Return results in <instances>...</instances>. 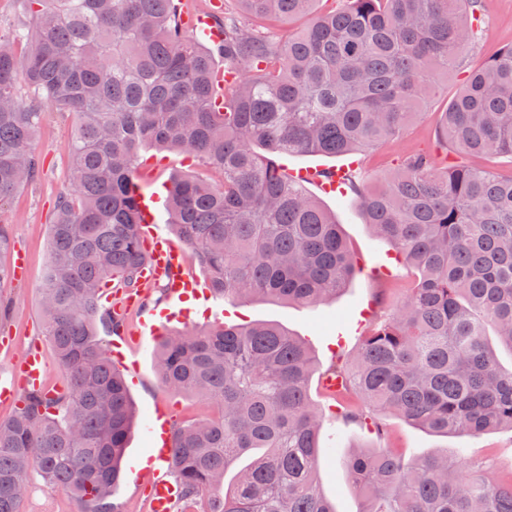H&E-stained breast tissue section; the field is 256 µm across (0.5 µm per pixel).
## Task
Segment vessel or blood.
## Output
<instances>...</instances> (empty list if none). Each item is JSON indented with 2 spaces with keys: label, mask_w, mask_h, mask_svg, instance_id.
Masks as SVG:
<instances>
[{
  "label": "vessel or blood",
  "mask_w": 512,
  "mask_h": 512,
  "mask_svg": "<svg viewBox=\"0 0 512 512\" xmlns=\"http://www.w3.org/2000/svg\"><path fill=\"white\" fill-rule=\"evenodd\" d=\"M181 23L188 29L198 32L213 46H221L223 36L214 25L212 19L203 17L182 16ZM355 165H344L336 169L306 168L297 170L295 177L303 184H311L323 192L336 191L340 182L353 178ZM148 226L143 233L144 247L148 253L147 263L142 271L144 286L138 291L117 288L105 297V302L115 321H124L129 310H137L140 314V328L133 335L124 337V346L142 345L146 336L159 335L163 321L169 318L168 309L160 308L154 299L151 287L164 283L167 301H183L190 294L196 293L197 281L183 276L180 272L179 251L169 240L158 237L150 226L155 222L151 210L143 212ZM48 365L38 347L27 348L13 360L9 377L0 376V399L12 401L17 397L40 390ZM143 429L152 446V459L165 461L170 456V419L164 409H155L143 421ZM146 492L150 500L152 512H170L171 505L179 494V488L161 469L150 471L146 484Z\"/></svg>",
  "instance_id": "vessel-or-blood-1"
}]
</instances>
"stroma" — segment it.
Returning <instances> with one entry per match:
<instances>
[{
    "label": "stroma",
    "mask_w": 512,
    "mask_h": 512,
    "mask_svg": "<svg viewBox=\"0 0 512 512\" xmlns=\"http://www.w3.org/2000/svg\"><path fill=\"white\" fill-rule=\"evenodd\" d=\"M485 24L478 39L467 45L458 67L441 80L435 95L426 101L411 124L397 139L388 140L361 152L364 172L378 176L397 168L418 151L426 152L437 167L448 163L483 167L498 176H512V160H490L480 156L454 153L438 140V118L447 101L461 89L465 77L500 50L512 45V0H483ZM77 118L69 112L44 109L35 142L42 162L41 174L5 207L13 246L27 257L24 279L0 289V299L12 305L5 335L14 339L15 350L26 348L41 337L39 285L49 250V225L59 195L68 188L71 135ZM320 202L337 221L359 273L336 298L317 307L256 297L241 303L210 299L190 300L188 320L166 323V330L187 325H205L216 321L227 324L247 322L275 323L308 341L314 350L319 370H326L337 354L356 350L362 336L380 315L388 313L404 298L415 275L406 264L397 262L390 243L376 238L366 224L360 197L350 192L342 196H321ZM155 339H148L133 352L137 369L129 386L138 415H146L159 404L174 408V420L192 422L209 417L212 408L194 394L175 395L159 379L155 360ZM382 433H372L361 423L336 419L325 423L322 445L328 450L320 460L318 478L336 512H362L365 500L356 490L342 466L341 457L366 448H394L412 456L464 455L468 460L488 466L492 478L504 482L512 477V431L497 430L478 437L429 433L394 415L381 418ZM148 442L142 430H135L123 463L122 480L112 501L117 512H151L135 475L145 458Z\"/></svg>",
    "instance_id": "1"
}]
</instances>
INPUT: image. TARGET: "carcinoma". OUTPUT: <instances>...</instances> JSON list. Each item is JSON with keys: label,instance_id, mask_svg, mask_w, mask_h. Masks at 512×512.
<instances>
[{"label": "carcinoma", "instance_id": "1", "mask_svg": "<svg viewBox=\"0 0 512 512\" xmlns=\"http://www.w3.org/2000/svg\"><path fill=\"white\" fill-rule=\"evenodd\" d=\"M30 28L0 31V210L40 173L41 109L72 112L69 189L50 225L40 286L44 336L64 391L26 397L0 420V512H19L35 472L83 512H112L137 413L98 328L100 287H138L147 254L134 173L142 152L178 150L204 173L166 185V223L211 291L316 307L357 274L339 225L274 156H347L400 137L460 48L482 32L481 0H240L224 17L225 110L213 49L179 27L177 0H26ZM304 18L273 43L256 21ZM31 41L27 52L15 44ZM467 154L512 158V46L471 71L442 113ZM260 142L267 155L253 151ZM366 223L417 272L413 288L331 372L379 426L392 414L439 434L512 429V177L435 168L424 153L371 186L352 183ZM13 247L0 218V288ZM163 387L203 395L214 413L172 424L168 471L180 512H336L317 470L325 416L312 403L311 346L277 324H206L161 337ZM341 463L364 512H512V480L446 455L360 451ZM231 481H226L229 472Z\"/></svg>", "mask_w": 512, "mask_h": 512}]
</instances>
